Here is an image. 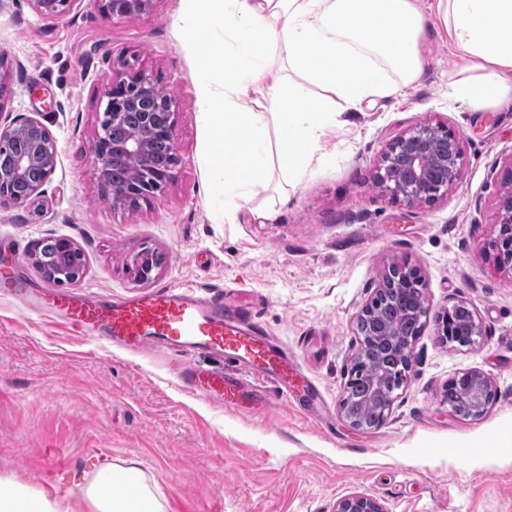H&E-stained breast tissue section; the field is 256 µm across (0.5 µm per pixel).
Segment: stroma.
Wrapping results in <instances>:
<instances>
[{
    "label": "stroma",
    "instance_id": "35a3bbf8",
    "mask_svg": "<svg viewBox=\"0 0 512 512\" xmlns=\"http://www.w3.org/2000/svg\"><path fill=\"white\" fill-rule=\"evenodd\" d=\"M182 0L121 21L94 0L55 18L31 0H0V111L39 119L58 161L34 203L0 204V264L46 285L29 255L46 238L81 247L74 293L123 297L179 284L220 288L256 313L318 389L320 419L264 382L270 403L246 415L186 393L165 354L132 355L29 313L0 290V475L46 489L88 512L78 486L104 459L135 461L165 512H335L350 494L388 512H512V273L499 268L498 202L512 188V101L472 112L450 95L458 59L440 28L424 34L426 65L406 96L338 117L321 148L329 164L296 181L272 171L235 223L210 199L208 120L184 43ZM142 71L178 108L176 176L133 209L103 201L90 170L113 69ZM462 135V180L430 205L384 196L373 184L384 145L421 123ZM264 218H256V211ZM158 250L152 284L132 256ZM394 262L415 267L428 314L413 369L386 421L352 430L338 411L358 344L354 318ZM466 301L484 334L468 347L439 340L436 317ZM492 382L485 414L444 401L455 373Z\"/></svg>",
    "mask_w": 512,
    "mask_h": 512
}]
</instances>
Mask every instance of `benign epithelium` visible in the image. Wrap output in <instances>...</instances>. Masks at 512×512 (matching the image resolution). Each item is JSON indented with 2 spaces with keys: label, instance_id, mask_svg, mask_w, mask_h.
<instances>
[{
  "label": "benign epithelium",
  "instance_id": "7a95c632",
  "mask_svg": "<svg viewBox=\"0 0 512 512\" xmlns=\"http://www.w3.org/2000/svg\"><path fill=\"white\" fill-rule=\"evenodd\" d=\"M35 9L42 15L53 18L62 12L64 0H31ZM101 11L114 20L151 14L155 0H95ZM154 84L153 78L137 72L125 77L110 78L105 89L107 98L104 112L112 126L138 125L139 133L120 144L108 138V130L100 128L91 148L90 167L104 199L114 207H134L161 192L173 179L174 166L163 169L150 168V143L164 139L172 147H177L178 112L175 101H169L165 111H156L149 95ZM23 133L30 141L29 153L16 161L8 170L0 171V200L25 204L50 179L56 169L57 149L49 129L37 118H3L0 116V143ZM462 135L460 132L442 125L419 124L390 141L381 154V160L374 173V181L382 187V193L393 200L409 203H431L440 191H448L458 184L462 177ZM116 162H127L148 170V177L140 182L124 186L112 183L110 169ZM37 166L41 178L32 183L27 194L12 196L6 185L23 178L27 170ZM500 215V250L498 262L501 267L512 270V191L501 195L498 202ZM60 254L49 267L39 263L38 253L31 254L35 266L49 281L60 285L79 282L84 272L75 271L71 264L72 254L81 252L78 245L68 237L58 238ZM159 253L145 248L131 261L133 278L140 284H147L155 278L161 267ZM424 288L418 271L405 265L394 263L389 266L375 288V297L397 289ZM459 307H469L464 300H457L446 307L437 322V333L441 340L451 339L448 330L449 317ZM450 385H465L466 394L475 402L479 414H484L494 399L491 381L475 369L455 373ZM338 410L348 425L355 430H366L352 413L347 396H342ZM336 512H388L375 498L366 494H351L336 503Z\"/></svg>",
  "mask_w": 512,
  "mask_h": 512
}]
</instances>
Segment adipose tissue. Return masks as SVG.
I'll use <instances>...</instances> for the list:
<instances>
[{"mask_svg": "<svg viewBox=\"0 0 512 512\" xmlns=\"http://www.w3.org/2000/svg\"><path fill=\"white\" fill-rule=\"evenodd\" d=\"M184 37L195 48L209 119L208 193L235 220L270 168L290 179L327 163L321 142L337 115L395 96L424 70L423 35L438 23L461 68L452 90L481 112L512 96V0H186ZM224 34L215 55L211 36ZM222 68L224 82L209 74ZM249 108H241V101ZM90 512H165L135 462L105 461L79 488ZM0 512H70L0 477Z\"/></svg>", "mask_w": 512, "mask_h": 512, "instance_id": "adipose-tissue-1", "label": "adipose tissue"}]
</instances>
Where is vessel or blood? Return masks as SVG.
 <instances>
[{
	"label": "vessel or blood",
	"instance_id": "vessel-or-blood-1",
	"mask_svg": "<svg viewBox=\"0 0 512 512\" xmlns=\"http://www.w3.org/2000/svg\"><path fill=\"white\" fill-rule=\"evenodd\" d=\"M0 284L10 287L23 308L57 318L92 339L134 353L168 350L183 390L234 411L254 409L258 396L248 384L268 378L285 382L286 396L317 397L308 376L251 312L225 309L223 289L200 296L167 286L126 298H90L23 287L13 267L0 271ZM201 354L244 364L250 377L203 368L197 362Z\"/></svg>",
	"mask_w": 512,
	"mask_h": 512
}]
</instances>
